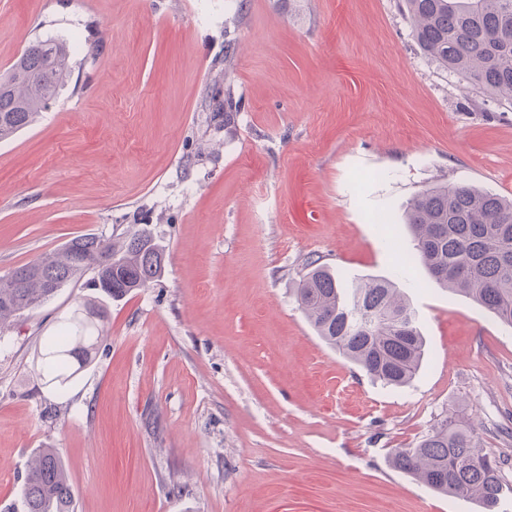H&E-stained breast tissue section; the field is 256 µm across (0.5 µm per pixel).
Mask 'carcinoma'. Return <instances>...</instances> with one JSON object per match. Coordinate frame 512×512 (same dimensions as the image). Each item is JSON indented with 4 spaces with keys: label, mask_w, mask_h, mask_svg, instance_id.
Wrapping results in <instances>:
<instances>
[{
    "label": "carcinoma",
    "mask_w": 512,
    "mask_h": 512,
    "mask_svg": "<svg viewBox=\"0 0 512 512\" xmlns=\"http://www.w3.org/2000/svg\"><path fill=\"white\" fill-rule=\"evenodd\" d=\"M413 35L422 51L460 75L474 90L512 104V0H406ZM72 72L63 39L35 40L0 74V142L37 121ZM405 224L412 250L402 269L416 263L440 286L485 308L512 327V200L474 187L441 183L410 201ZM165 246L134 228L120 240L71 238L59 251L0 278V327L48 301L91 272L108 283L103 294L123 297L158 280ZM296 302L330 348L386 385L401 387L419 373L426 355L420 313L386 278L341 279L310 260ZM105 312L80 302L56 334L36 352L33 366L60 388L79 372L104 330ZM391 465L430 489L496 512L505 485L499 458L481 447L464 421L443 419L414 448H398ZM26 512H75L65 465L43 448L28 470Z\"/></svg>",
    "instance_id": "carcinoma-1"
}]
</instances>
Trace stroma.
Wrapping results in <instances>:
<instances>
[{
	"mask_svg": "<svg viewBox=\"0 0 512 512\" xmlns=\"http://www.w3.org/2000/svg\"><path fill=\"white\" fill-rule=\"evenodd\" d=\"M46 37L74 43L78 87L0 142V277L132 227L166 266L118 299L68 285L0 332V512H23L42 448L75 512H479L390 457L452 417L512 479V328L412 268L428 353L395 389L295 289L310 257L396 279L404 208L436 183L512 198V106L429 60L405 0H0V72ZM99 299L91 364L45 386L36 347Z\"/></svg>",
	"mask_w": 512,
	"mask_h": 512,
	"instance_id": "stroma-1",
	"label": "stroma"
}]
</instances>
